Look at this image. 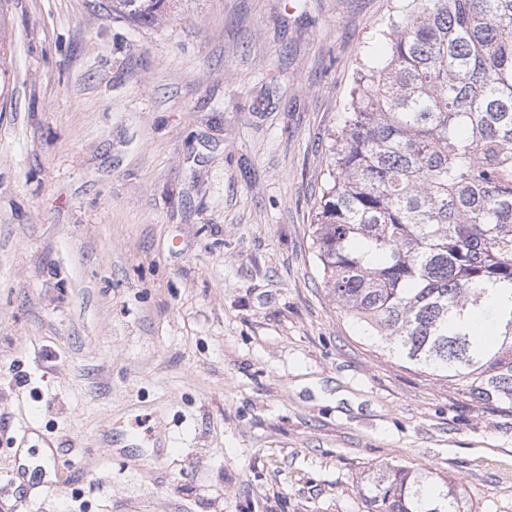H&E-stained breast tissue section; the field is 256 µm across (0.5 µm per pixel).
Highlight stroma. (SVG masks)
Here are the masks:
<instances>
[{
	"mask_svg": "<svg viewBox=\"0 0 512 512\" xmlns=\"http://www.w3.org/2000/svg\"><path fill=\"white\" fill-rule=\"evenodd\" d=\"M409 2L9 0L0 512H368L381 463L512 512V408L380 355L318 271L328 138ZM112 13L135 24L153 21L171 0H111ZM51 454H47V459L50 460L48 466L53 470L56 480L46 483L45 487L48 489L61 490L66 488L71 481V470L69 466L63 463L56 455L54 448H48Z\"/></svg>",
	"mask_w": 512,
	"mask_h": 512,
	"instance_id": "1",
	"label": "stroma"
}]
</instances>
